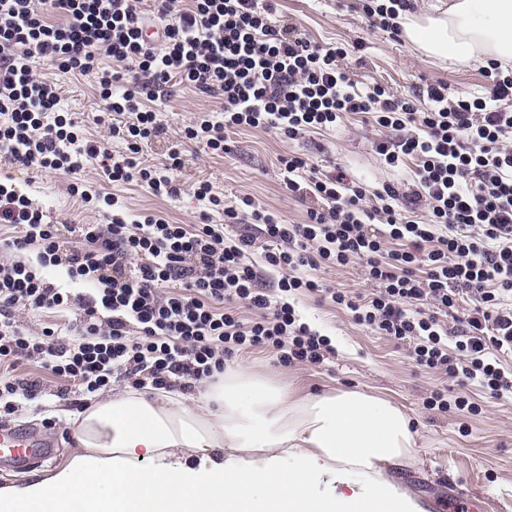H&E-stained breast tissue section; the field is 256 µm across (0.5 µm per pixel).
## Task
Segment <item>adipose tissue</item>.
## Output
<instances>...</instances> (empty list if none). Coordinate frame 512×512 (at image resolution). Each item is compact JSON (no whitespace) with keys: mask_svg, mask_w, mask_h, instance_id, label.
Wrapping results in <instances>:
<instances>
[{"mask_svg":"<svg viewBox=\"0 0 512 512\" xmlns=\"http://www.w3.org/2000/svg\"><path fill=\"white\" fill-rule=\"evenodd\" d=\"M403 27L442 62H512V0H449ZM75 426L66 466L0 486V512H426L393 473L418 455L411 416L359 389L301 395L239 363L199 397L121 391Z\"/></svg>","mask_w":512,"mask_h":512,"instance_id":"1","label":"adipose tissue"}]
</instances>
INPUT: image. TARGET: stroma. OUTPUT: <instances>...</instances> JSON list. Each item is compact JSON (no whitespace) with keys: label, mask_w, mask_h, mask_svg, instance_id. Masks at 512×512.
<instances>
[{"label":"stroma","mask_w":512,"mask_h":512,"mask_svg":"<svg viewBox=\"0 0 512 512\" xmlns=\"http://www.w3.org/2000/svg\"><path fill=\"white\" fill-rule=\"evenodd\" d=\"M273 19L300 26L316 44H345L347 55L342 66L361 87L380 84L396 96L407 97L442 81L448 85L449 96L454 97L482 94L488 84L482 62L440 63L424 56L405 36L370 27L360 0H276ZM37 72L59 84V109L73 113L88 137L106 138V127L96 122L105 104L94 75L62 73L51 59L41 60ZM157 105L166 137L176 136L199 113L220 107L217 99L203 97L189 87L172 89ZM381 134V129L357 115L336 130L297 142L270 131L235 129L227 135L230 150L224 156H211L188 145L187 162L176 174L183 191L172 199L155 197L137 183L111 184L94 163L85 165L82 177L101 191L123 196L130 214L136 217L157 213L175 224L198 223L203 205L191 186L203 180L210 182L217 194L250 196L258 208L277 212L286 223L298 224L305 219L306 204L289 199L283 189L279 157L304 153L323 174L335 173L341 167L358 179L393 183L399 181V174L385 168L373 148ZM1 173L12 176L18 191L42 209L51 223L72 226L101 220L97 210L70 195L67 175L19 170L6 164L0 165ZM295 304L309 324L330 337L333 353L322 366L313 367L281 365L274 353L262 349L241 351V358L254 372L272 376L301 394L359 388L394 401L413 416L419 432L420 462L404 468L401 476L428 512H441L439 504L448 494L463 501L475 492L487 500V512H512V397H497L478 384L468 383L461 391L475 404V411L443 414L427 409L429 397L448 387L449 380L418 366L410 356L409 343L375 335L357 325L348 312L311 297L296 296ZM14 376L23 382H37L39 394L33 401L16 396L9 423L52 440L56 453L32 469L0 463V485L23 482L35 470L46 475L60 471L77 446L71 419L91 399L90 394L54 376L37 360L23 363Z\"/></svg>","instance_id":"stroma-1"}]
</instances>
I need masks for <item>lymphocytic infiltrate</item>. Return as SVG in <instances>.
Segmentation results:
<instances>
[{
    "label": "lymphocytic infiltrate",
    "instance_id": "lymphocytic-infiltrate-1",
    "mask_svg": "<svg viewBox=\"0 0 512 512\" xmlns=\"http://www.w3.org/2000/svg\"><path fill=\"white\" fill-rule=\"evenodd\" d=\"M175 2L154 0L148 15L137 0H0V154L20 169L70 174L71 195L102 205L101 223L79 225L74 246L12 177H0V225L9 231L0 238V398H35L34 384L11 377L33 359L88 393L110 388L116 375L137 390H166L176 377L207 381L223 373L225 358L256 348L285 365L323 363L329 339L290 302L301 292L329 299L377 335L412 343L421 367L512 395V371L498 359L512 352V69L490 63L482 97L452 100L446 84L428 86L421 110L381 85L358 87L340 65L345 47H321L297 26L275 23L269 0ZM409 7L362 5L371 27L394 34ZM153 18L156 48L146 38ZM45 58L67 73L95 74L117 150L57 111V83L36 74ZM176 85L221 100V109L184 126L163 168L141 164L144 145L163 130L156 102ZM356 114L386 130L375 151L386 167L411 169L410 179L376 187L342 172L322 178L304 155L290 154L280 160L282 185L312 201L300 224L248 197L224 201L203 181L193 194L223 212V223L187 226L154 213L132 221L123 197L81 177L94 161L109 182L174 198L186 144L218 155L231 129L298 140ZM247 218L259 236L225 239V225ZM259 246L277 274L269 285L249 260ZM30 252L37 266L25 262ZM355 260L373 285L357 300L318 275ZM51 267L88 290L66 347L53 326L32 336L15 318L20 308L69 306L70 292L44 275ZM465 302L471 308L449 337L439 317ZM242 306L252 320L239 316Z\"/></svg>",
    "mask_w": 512,
    "mask_h": 512
}]
</instances>
